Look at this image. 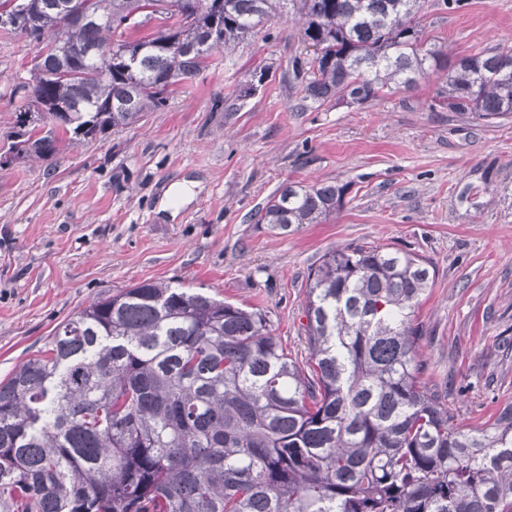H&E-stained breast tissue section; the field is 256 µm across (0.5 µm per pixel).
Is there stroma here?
<instances>
[{
  "label": "stroma",
  "mask_w": 512,
  "mask_h": 512,
  "mask_svg": "<svg viewBox=\"0 0 512 512\" xmlns=\"http://www.w3.org/2000/svg\"><path fill=\"white\" fill-rule=\"evenodd\" d=\"M418 22L452 63L512 48V0H422ZM265 28L214 53L165 110L52 162L0 167V380L78 307L144 281L264 309L305 359L310 270L335 248L389 245L436 270L416 311L428 382L447 387L456 419L487 426L512 403V120L431 109L439 71L381 101L319 104L294 77L306 54L294 14ZM35 53L0 34V152ZM260 63L272 69L253 89ZM188 180L201 191L161 210L167 188ZM316 181L347 187L322 223L287 234L256 223L282 185Z\"/></svg>",
  "instance_id": "35a3bbf8"
}]
</instances>
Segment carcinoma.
<instances>
[{"label":"carcinoma","mask_w":512,"mask_h":512,"mask_svg":"<svg viewBox=\"0 0 512 512\" xmlns=\"http://www.w3.org/2000/svg\"><path fill=\"white\" fill-rule=\"evenodd\" d=\"M23 0L0 32L40 45L14 89L23 159L48 161L59 134L93 139L168 106L220 50L292 5L307 97L364 104L408 88L441 50L422 41L421 0H155L159 29L131 32L141 0ZM112 44L105 61L88 53ZM512 49L458 59L441 108L512 118ZM345 186L288 185L259 222L318 224ZM431 263L395 247L347 246L308 276L307 358L288 357L266 313L162 282L107 291L75 310L0 381V512H512V405L474 434L423 379L415 310Z\"/></svg>","instance_id":"carcinoma-1"}]
</instances>
